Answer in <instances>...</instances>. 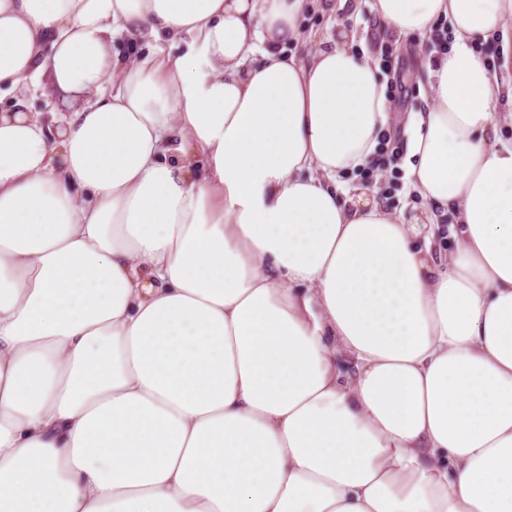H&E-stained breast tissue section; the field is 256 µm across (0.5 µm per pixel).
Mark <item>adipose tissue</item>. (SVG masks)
<instances>
[{"label":"adipose tissue","instance_id":"adipose-tissue-1","mask_svg":"<svg viewBox=\"0 0 512 512\" xmlns=\"http://www.w3.org/2000/svg\"><path fill=\"white\" fill-rule=\"evenodd\" d=\"M308 0H0V512H512V0H371L448 24L405 128ZM186 43L123 61L114 35ZM310 2L313 5V9L308 11L304 17V20L302 21L304 30L303 34L306 37V41L304 45L300 47L301 52H305L307 50L312 51L313 49L318 48L320 43L315 40L317 37L316 35H322L328 31L326 29L328 18L327 15L323 12L322 5H331L336 2V8L338 6V1L311 0ZM24 85L25 90L18 98H21L32 112H50L45 114L51 115L73 112L75 109L70 99L52 89L46 76H41L38 81L27 80Z\"/></svg>","mask_w":512,"mask_h":512}]
</instances>
